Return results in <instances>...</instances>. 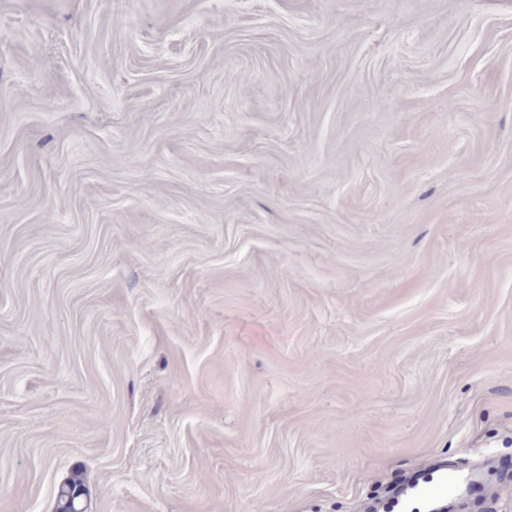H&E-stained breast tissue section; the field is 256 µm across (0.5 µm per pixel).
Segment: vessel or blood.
<instances>
[{
  "instance_id": "1",
  "label": "vessel or blood",
  "mask_w": 512,
  "mask_h": 512,
  "mask_svg": "<svg viewBox=\"0 0 512 512\" xmlns=\"http://www.w3.org/2000/svg\"><path fill=\"white\" fill-rule=\"evenodd\" d=\"M477 474L459 481L454 468L429 462L416 479L402 485L399 492L381 504V512H444L449 495L480 487Z\"/></svg>"
}]
</instances>
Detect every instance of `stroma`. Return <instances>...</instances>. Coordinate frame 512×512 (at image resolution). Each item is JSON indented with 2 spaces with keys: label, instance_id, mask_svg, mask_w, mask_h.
<instances>
[{
  "label": "stroma",
  "instance_id": "35a3bbf8",
  "mask_svg": "<svg viewBox=\"0 0 512 512\" xmlns=\"http://www.w3.org/2000/svg\"><path fill=\"white\" fill-rule=\"evenodd\" d=\"M512 512V0H0V512ZM481 486L477 474L461 483L455 467L431 461L420 468V476L402 485L399 492L381 504L383 512H443L449 495ZM90 493L80 473H74L58 489L54 512H89Z\"/></svg>",
  "mask_w": 512,
  "mask_h": 512
}]
</instances>
